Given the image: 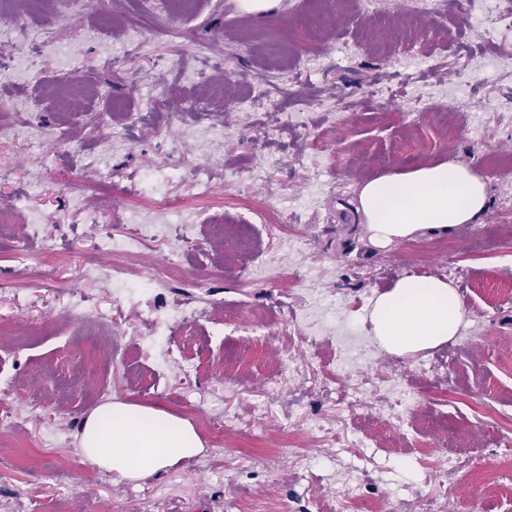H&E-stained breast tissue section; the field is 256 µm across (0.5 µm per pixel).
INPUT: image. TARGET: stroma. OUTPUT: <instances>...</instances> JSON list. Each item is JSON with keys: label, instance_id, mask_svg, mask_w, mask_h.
Instances as JSON below:
<instances>
[{"label": "stroma", "instance_id": "1", "mask_svg": "<svg viewBox=\"0 0 512 512\" xmlns=\"http://www.w3.org/2000/svg\"><path fill=\"white\" fill-rule=\"evenodd\" d=\"M320 0H275L261 15L241 0H196L172 15L163 0H79L60 5L11 0L0 7V121L41 97L27 135L0 138V512H225L228 494L292 512H512V299L493 281L512 279L500 225H512V181L488 184L476 227L422 233L374 246L353 212L359 186L381 174L434 161L474 164L488 150L512 154V30L498 17L512 0H487L476 15L459 0H349L337 7L317 47L304 32ZM415 13V45L390 34ZM107 26L109 44L90 35ZM82 79L70 111H56L52 76ZM272 69L282 91L250 109L258 73ZM380 83L389 101L374 98ZM454 107L470 99L474 136L462 127L454 149L435 122L409 126L412 95ZM204 99L209 113L193 112ZM323 103L299 110L298 99ZM137 113L112 145L111 176L90 160L99 138L120 125L113 105ZM224 127V152L207 156L208 127ZM308 161L298 164V154ZM177 161L182 180L163 186L174 206L203 210L225 235L261 229L255 197L273 191L281 225L262 240L268 263L225 252L207 225L141 240L136 253L100 249L103 234L131 232L126 216L153 213L151 195L129 184ZM211 169L208 196L187 178ZM57 250H20L32 216ZM454 247L463 271L462 327L450 342L411 357L381 349L368 316L380 293L412 275L442 276L434 243ZM182 277L153 285L171 261ZM100 261L128 268L134 297L88 279ZM94 303L101 328L70 315L72 295ZM148 305L197 306L162 340L146 341ZM126 354L113 362L109 351ZM299 363L336 372L330 383L297 375L272 387L264 369L284 350ZM191 371H184L182 362ZM360 390L347 405L344 390ZM120 400L159 406L190 421L204 449L154 475L121 479L79 447L83 418ZM454 457L457 472L441 469Z\"/></svg>", "mask_w": 512, "mask_h": 512}]
</instances>
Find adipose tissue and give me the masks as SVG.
Here are the masks:
<instances>
[{
    "mask_svg": "<svg viewBox=\"0 0 512 512\" xmlns=\"http://www.w3.org/2000/svg\"><path fill=\"white\" fill-rule=\"evenodd\" d=\"M356 207L378 245L428 230L446 233L477 223L488 203L486 183L469 165H422L365 181ZM463 312L447 281L414 275L379 294L369 314L370 334L386 351L407 356L453 339ZM84 456L117 476L146 477L198 454L203 443L194 425L165 409L134 402L101 404L83 420Z\"/></svg>",
    "mask_w": 512,
    "mask_h": 512,
    "instance_id": "1",
    "label": "adipose tissue"
}]
</instances>
